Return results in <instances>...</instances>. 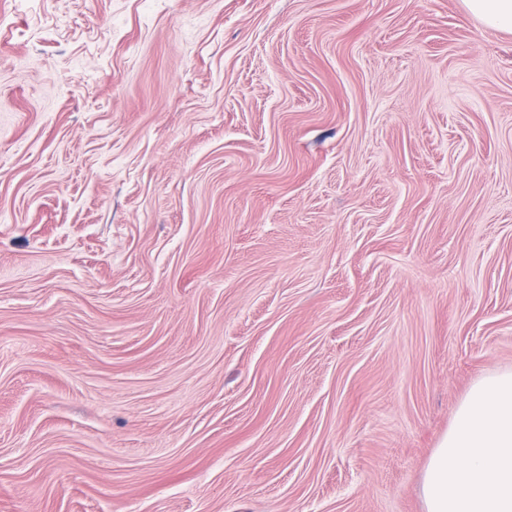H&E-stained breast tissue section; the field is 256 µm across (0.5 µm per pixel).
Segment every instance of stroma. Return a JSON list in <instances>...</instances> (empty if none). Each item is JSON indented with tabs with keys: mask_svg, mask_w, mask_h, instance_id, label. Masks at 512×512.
<instances>
[{
	"mask_svg": "<svg viewBox=\"0 0 512 512\" xmlns=\"http://www.w3.org/2000/svg\"><path fill=\"white\" fill-rule=\"evenodd\" d=\"M507 369L512 32L0 0V512H425Z\"/></svg>",
	"mask_w": 512,
	"mask_h": 512,
	"instance_id": "1",
	"label": "stroma"
}]
</instances>
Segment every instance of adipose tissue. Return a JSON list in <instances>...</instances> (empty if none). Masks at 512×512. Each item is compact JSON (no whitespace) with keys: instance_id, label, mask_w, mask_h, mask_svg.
Wrapping results in <instances>:
<instances>
[{"instance_id":"ef3b65f1","label":"adipose tissue","mask_w":512,"mask_h":512,"mask_svg":"<svg viewBox=\"0 0 512 512\" xmlns=\"http://www.w3.org/2000/svg\"><path fill=\"white\" fill-rule=\"evenodd\" d=\"M425 512H512V371L473 384L429 458Z\"/></svg>"}]
</instances>
